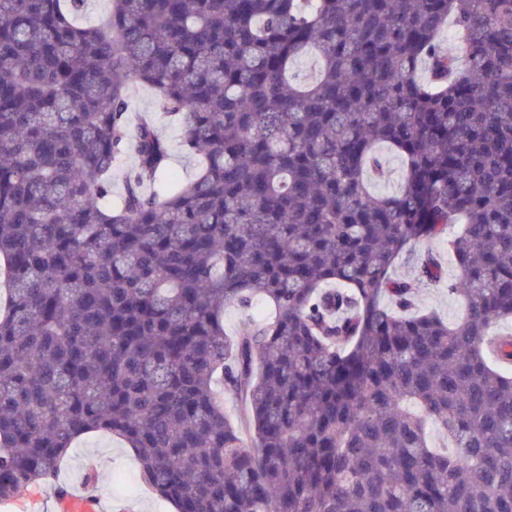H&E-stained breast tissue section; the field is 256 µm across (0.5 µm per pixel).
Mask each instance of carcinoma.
Segmentation results:
<instances>
[{
	"instance_id": "carcinoma-1",
	"label": "carcinoma",
	"mask_w": 512,
	"mask_h": 512,
	"mask_svg": "<svg viewBox=\"0 0 512 512\" xmlns=\"http://www.w3.org/2000/svg\"><path fill=\"white\" fill-rule=\"evenodd\" d=\"M85 5L0 0V501L104 433L176 512H512V332L488 339L512 321V0ZM138 85L192 178L155 187ZM379 144L395 195L366 179ZM453 226L450 324L415 305L433 252L393 269ZM257 299L272 317L228 339ZM129 116L134 125L140 115H152L160 134L169 144L170 158L167 168L160 174L159 182L167 185L171 180L185 181L194 172L196 162L181 145L180 125L174 123L166 115L158 92L140 88L132 94L129 103ZM379 156L383 159L386 174L382 180L372 181V188L375 192L384 195L397 193L403 184L404 164L402 159L388 146L377 147ZM135 156L132 146H128L112 171V202L124 192V177L127 169L134 164Z\"/></svg>"
}]
</instances>
